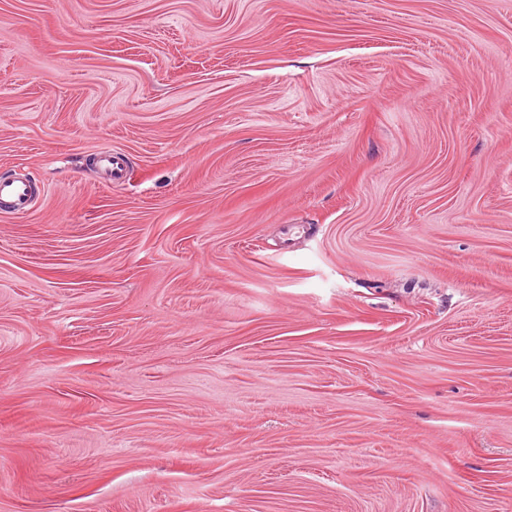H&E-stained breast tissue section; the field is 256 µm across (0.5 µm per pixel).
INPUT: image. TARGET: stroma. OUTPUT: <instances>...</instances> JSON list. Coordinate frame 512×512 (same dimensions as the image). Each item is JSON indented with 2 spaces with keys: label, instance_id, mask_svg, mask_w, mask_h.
Instances as JSON below:
<instances>
[{
  "label": "stroma",
  "instance_id": "obj_1",
  "mask_svg": "<svg viewBox=\"0 0 512 512\" xmlns=\"http://www.w3.org/2000/svg\"><path fill=\"white\" fill-rule=\"evenodd\" d=\"M0 176V512H512V0H0ZM32 184L20 179H0V204L7 203L15 211H24L30 205Z\"/></svg>",
  "mask_w": 512,
  "mask_h": 512
}]
</instances>
